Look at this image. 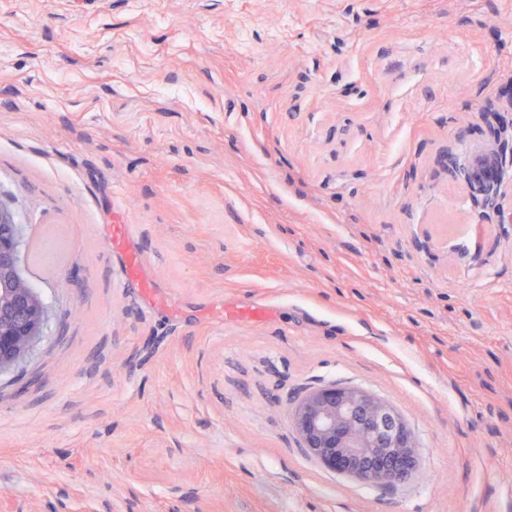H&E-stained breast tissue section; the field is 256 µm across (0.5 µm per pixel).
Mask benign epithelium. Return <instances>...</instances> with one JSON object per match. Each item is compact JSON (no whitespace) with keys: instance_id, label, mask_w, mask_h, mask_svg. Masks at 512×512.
Wrapping results in <instances>:
<instances>
[{"instance_id":"obj_1","label":"benign epithelium","mask_w":512,"mask_h":512,"mask_svg":"<svg viewBox=\"0 0 512 512\" xmlns=\"http://www.w3.org/2000/svg\"><path fill=\"white\" fill-rule=\"evenodd\" d=\"M448 171L484 209H499L512 168V126L490 128V139L465 162L445 157ZM21 229L0 205V374L22 361L42 335L48 312L21 272ZM306 453L334 472L376 486L404 481L416 466L414 436L381 398L356 387L327 385L307 392L290 413Z\"/></svg>"}]
</instances>
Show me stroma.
Returning a JSON list of instances; mask_svg holds the SVG:
<instances>
[{
	"instance_id": "1",
	"label": "stroma",
	"mask_w": 512,
	"mask_h": 512,
	"mask_svg": "<svg viewBox=\"0 0 512 512\" xmlns=\"http://www.w3.org/2000/svg\"><path fill=\"white\" fill-rule=\"evenodd\" d=\"M506 84L512 0H0L49 310L0 374V512H512V223L442 161ZM332 383L402 415L406 482L307 455L288 410Z\"/></svg>"
}]
</instances>
